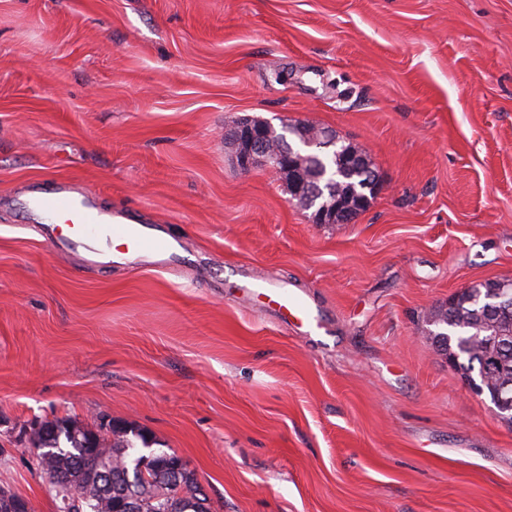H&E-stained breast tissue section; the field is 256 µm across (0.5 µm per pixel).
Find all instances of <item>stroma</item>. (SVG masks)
I'll use <instances>...</instances> for the list:
<instances>
[{"instance_id":"1","label":"stroma","mask_w":512,"mask_h":512,"mask_svg":"<svg viewBox=\"0 0 512 512\" xmlns=\"http://www.w3.org/2000/svg\"><path fill=\"white\" fill-rule=\"evenodd\" d=\"M247 119L332 128L373 203L313 223L237 165ZM57 183L192 265L79 268L15 206ZM241 269L328 334L244 301ZM488 279H512V0H0V487L30 512H56L33 425L104 414L212 512H512V427L422 321Z\"/></svg>"}]
</instances>
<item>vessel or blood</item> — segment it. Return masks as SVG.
<instances>
[{
	"label": "vessel or blood",
	"mask_w": 512,
	"mask_h": 512,
	"mask_svg": "<svg viewBox=\"0 0 512 512\" xmlns=\"http://www.w3.org/2000/svg\"><path fill=\"white\" fill-rule=\"evenodd\" d=\"M95 197L90 189L77 192L61 184L26 198L25 207L42 218L44 239L74 255L80 264L109 266L124 261L162 271L172 268L179 258L177 243L159 227L140 223L126 213L101 211ZM239 288L243 297L265 299L281 316L315 326L320 323L304 295L270 276L243 275Z\"/></svg>",
	"instance_id": "1"
}]
</instances>
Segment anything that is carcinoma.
<instances>
[{
	"label": "carcinoma",
	"instance_id": "cac0c4a2",
	"mask_svg": "<svg viewBox=\"0 0 512 512\" xmlns=\"http://www.w3.org/2000/svg\"><path fill=\"white\" fill-rule=\"evenodd\" d=\"M489 285L474 284L455 297V307L424 315L427 333L446 356H459L455 370L465 379L482 373L491 349L488 336L512 341V308L497 318L482 317ZM502 364L487 377L489 395L512 394V344L500 351ZM38 466L52 479L55 500H69L76 512H115L129 501L134 512H210L195 473L175 454L156 450V441L127 423L92 430L73 416L55 417L31 429Z\"/></svg>",
	"mask_w": 512,
	"mask_h": 512
}]
</instances>
